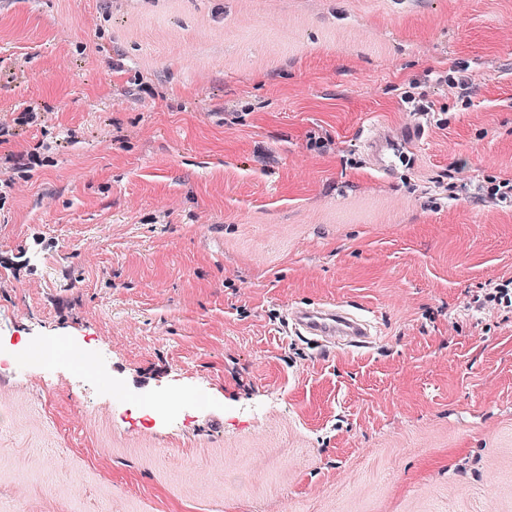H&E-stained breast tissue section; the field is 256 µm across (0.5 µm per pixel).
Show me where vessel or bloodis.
Returning <instances> with one entry per match:
<instances>
[{
    "mask_svg": "<svg viewBox=\"0 0 512 512\" xmlns=\"http://www.w3.org/2000/svg\"><path fill=\"white\" fill-rule=\"evenodd\" d=\"M285 320L298 336L319 344L344 349L371 347L376 336L370 320L336 302H317L289 307Z\"/></svg>",
    "mask_w": 512,
    "mask_h": 512,
    "instance_id": "vessel-or-blood-1",
    "label": "vessel or blood"
}]
</instances>
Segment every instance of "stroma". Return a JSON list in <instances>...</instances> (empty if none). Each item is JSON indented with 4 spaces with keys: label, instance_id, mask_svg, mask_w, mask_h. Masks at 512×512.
<instances>
[{
    "label": "stroma",
    "instance_id": "1",
    "mask_svg": "<svg viewBox=\"0 0 512 512\" xmlns=\"http://www.w3.org/2000/svg\"><path fill=\"white\" fill-rule=\"evenodd\" d=\"M411 80L446 129L416 136ZM28 106L50 127L0 157L54 163L0 210V512H512V314L471 305L512 208L428 202L512 179V0H0V117ZM327 300L375 344L285 330ZM465 70L466 68L458 65L440 70L436 72L435 82L448 93V98L460 102L461 106L467 109L479 94V87L462 74Z\"/></svg>",
    "mask_w": 512,
    "mask_h": 512
}]
</instances>
